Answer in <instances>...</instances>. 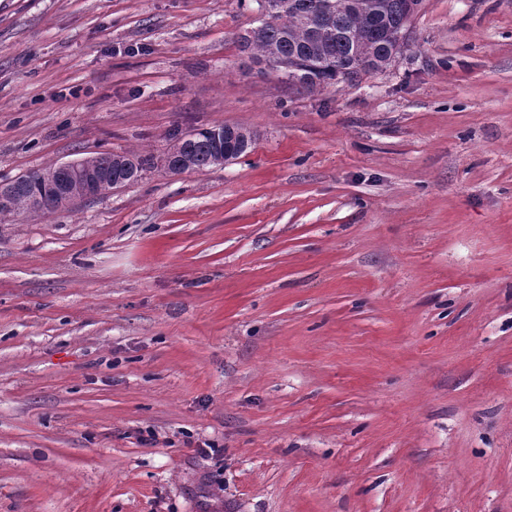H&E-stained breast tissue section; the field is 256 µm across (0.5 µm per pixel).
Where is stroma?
I'll return each mask as SVG.
<instances>
[{
	"label": "stroma",
	"instance_id": "35a3bbf8",
	"mask_svg": "<svg viewBox=\"0 0 512 512\" xmlns=\"http://www.w3.org/2000/svg\"><path fill=\"white\" fill-rule=\"evenodd\" d=\"M257 18L0 0V181L151 161L0 219V512H512V0L314 92ZM217 124L250 152L164 168Z\"/></svg>",
	"mask_w": 512,
	"mask_h": 512
}]
</instances>
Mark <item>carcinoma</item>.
Wrapping results in <instances>:
<instances>
[{
	"instance_id": "carcinoma-1",
	"label": "carcinoma",
	"mask_w": 512,
	"mask_h": 512,
	"mask_svg": "<svg viewBox=\"0 0 512 512\" xmlns=\"http://www.w3.org/2000/svg\"><path fill=\"white\" fill-rule=\"evenodd\" d=\"M258 25L250 28V52L258 62L276 59V70L291 77L288 62L299 66L300 87L314 90L337 83L338 65L357 68L356 76L378 73L388 52L390 37L403 25L408 0H274L276 12L264 13L267 0H255ZM319 4L331 7V22L312 30L305 18ZM212 128L192 131L191 138H175L173 148L204 171L215 166ZM63 187L49 181L32 182L21 175L13 180L14 212L27 210L26 203L39 198L48 211L58 209Z\"/></svg>"
}]
</instances>
